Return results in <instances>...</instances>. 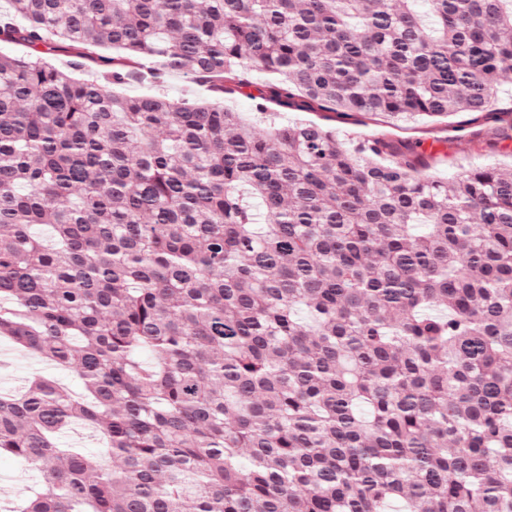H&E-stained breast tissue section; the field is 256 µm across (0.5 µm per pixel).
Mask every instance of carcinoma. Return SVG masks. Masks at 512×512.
<instances>
[{
	"label": "carcinoma",
	"instance_id": "cac0c4a2",
	"mask_svg": "<svg viewBox=\"0 0 512 512\" xmlns=\"http://www.w3.org/2000/svg\"><path fill=\"white\" fill-rule=\"evenodd\" d=\"M0 338L69 368L0 393L8 512H512V169L265 131L109 90L135 64L393 123L486 112L512 0H6ZM76 66L108 47L107 81ZM82 426L104 447L62 448ZM51 52V55H47L51 61L56 64L58 67L69 71L72 73L74 77L77 78H85V79H95L101 82H105L103 79V71L106 70L105 67L101 66L102 63L99 61L92 62L85 60L83 63V67L80 70H71L69 69V63L73 59L72 57H69V54L61 51H49ZM41 476L37 471L26 470L15 459L0 457V498L12 502L24 498L39 487Z\"/></svg>",
	"mask_w": 512,
	"mask_h": 512
}]
</instances>
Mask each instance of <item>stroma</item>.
Wrapping results in <instances>:
<instances>
[{"label":"stroma","instance_id":"stroma-1","mask_svg":"<svg viewBox=\"0 0 512 512\" xmlns=\"http://www.w3.org/2000/svg\"><path fill=\"white\" fill-rule=\"evenodd\" d=\"M249 80L248 86L224 94L186 74H172L164 82L155 84L135 72L126 84L121 85L120 91L130 95L160 92L173 99L219 102L263 126L273 122L313 121L336 128L349 144L362 138L380 136L392 144L389 162L401 161L409 155L422 156L424 174L442 181L477 166H512V140L504 137L503 123L498 118L499 113L512 110V82L499 86L487 112H462L445 119L392 125L356 113L321 112L300 101L287 108L272 104L262 112L257 107L253 92L255 87L267 84L270 77L254 72ZM4 349L9 350L11 358L8 367H0L1 392L19 390L35 373L55 378L70 389L79 390V381L61 367L1 339L0 351ZM40 481L38 472L25 469L13 458L0 457V498L14 501L24 498L38 488Z\"/></svg>","mask_w":512,"mask_h":512}]
</instances>
